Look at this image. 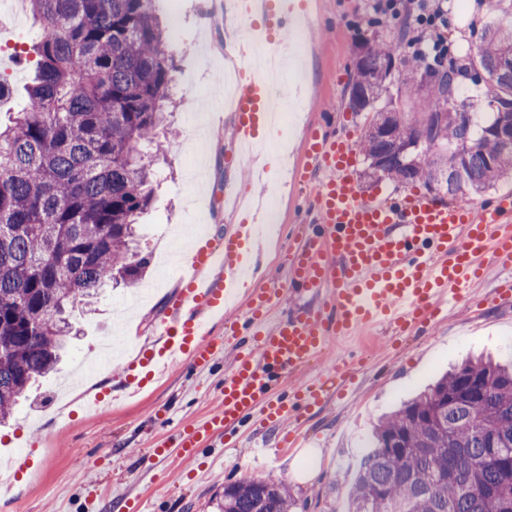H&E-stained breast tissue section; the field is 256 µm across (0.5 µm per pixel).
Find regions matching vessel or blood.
Wrapping results in <instances>:
<instances>
[{"instance_id":"vessel-or-blood-1","label":"vessel or blood","mask_w":512,"mask_h":512,"mask_svg":"<svg viewBox=\"0 0 512 512\" xmlns=\"http://www.w3.org/2000/svg\"><path fill=\"white\" fill-rule=\"evenodd\" d=\"M237 97L235 139H256L268 125L267 82L245 68ZM306 154L330 175L317 188L312 235L287 258L284 290L325 295L322 306L298 309L276 324L264 313L281 291L251 292L252 315L219 334L209 316L223 313L240 297V273L250 258L247 246L255 227L239 225L217 245L203 244L185 258L183 286L168 303L169 320L158 329L154 349L140 362L146 378L164 374L189 360L197 369L214 364L227 342L238 355L218 391L219 407L199 425L180 429L175 439L159 438L157 454L176 447L196 458L214 433L251 421L259 433L274 435L277 451L296 447L294 433L306 411L322 405L341 380L335 369L276 392L277 382L314 362L331 339H349L377 325L407 328L432 314L437 300L466 293L488 254L512 256V195L493 204L461 206L440 203L410 192L396 205L360 196L355 184L356 149L352 138L337 139L312 131Z\"/></svg>"}]
</instances>
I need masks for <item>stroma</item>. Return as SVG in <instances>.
<instances>
[{
	"instance_id": "obj_1",
	"label": "stroma",
	"mask_w": 512,
	"mask_h": 512,
	"mask_svg": "<svg viewBox=\"0 0 512 512\" xmlns=\"http://www.w3.org/2000/svg\"><path fill=\"white\" fill-rule=\"evenodd\" d=\"M302 2L311 17L304 37L310 53L303 60L309 91L298 124L283 129V138L294 142L291 167L283 173L288 192L277 197L276 237L269 243L266 269L250 282L254 288L287 282L283 251L308 234L314 220L317 183L294 178L295 170L308 164L304 141L316 127L361 139L370 115L351 108L347 90L355 73V45L389 33L377 22L373 0ZM153 6L167 28L175 64L171 132L163 142L156 200L142 219V246L157 257L166 250L174 225H203L195 237L201 243L223 237L227 225L245 223L243 212L226 210L224 195L232 184L248 183L250 177L234 151V115L220 101L213 100L206 114L210 135L204 154H197L189 137L192 118L202 101L211 98L216 80L201 57L219 56L226 49L224 23L214 16L212 0H154ZM495 16L482 0H469L466 11L449 8L448 24L437 35L447 42L449 54L457 56L478 45L482 27ZM39 33L21 0H14L0 19V46L17 42L26 47ZM200 159L207 179L188 183V171ZM485 265L487 273L471 295L442 302L430 325L402 335L369 329L327 346L320 366L351 369L352 380L345 395L305 417L302 432L308 447L259 456L252 432L244 428L236 446H225L223 437L213 436L192 462L174 451L155 457L152 443L214 413L215 394L235 363V345H227L211 368H174L164 383L147 386L137 400L111 402L102 415L58 418L65 402L61 384L96 358L102 340L120 331L129 341L122 360L79 384L94 394L118 386L142 350L151 347L180 281L159 284L154 265L136 286L105 289L95 307L76 311L78 334L71 338L59 371L41 379L0 425V451L21 446L30 458L12 495L0 498V512H119L125 502L138 500L145 512H217V497L227 484L256 475L285 483L304 504V512H347L353 477L379 419L470 354L512 361V300L495 299L500 281L512 273L491 255Z\"/></svg>"
}]
</instances>
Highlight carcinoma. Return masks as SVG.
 <instances>
[{
	"label": "carcinoma",
	"instance_id": "obj_1",
	"mask_svg": "<svg viewBox=\"0 0 512 512\" xmlns=\"http://www.w3.org/2000/svg\"><path fill=\"white\" fill-rule=\"evenodd\" d=\"M41 37L23 50L33 76L0 126V420L56 369L71 312L103 288L142 279L139 218L150 207L153 139L166 127L174 60L153 0H25ZM512 23L484 26L476 50L434 73L430 97L411 83L389 93V40L356 67V112L409 109L416 147L362 137L387 178L459 200L512 173V144L478 126L462 93L476 65L495 100L512 103ZM461 120L438 128V113ZM512 365L464 360L381 421L355 479L349 512H512ZM218 512H297L288 487L246 477L224 487Z\"/></svg>",
	"mask_w": 512,
	"mask_h": 512
}]
</instances>
